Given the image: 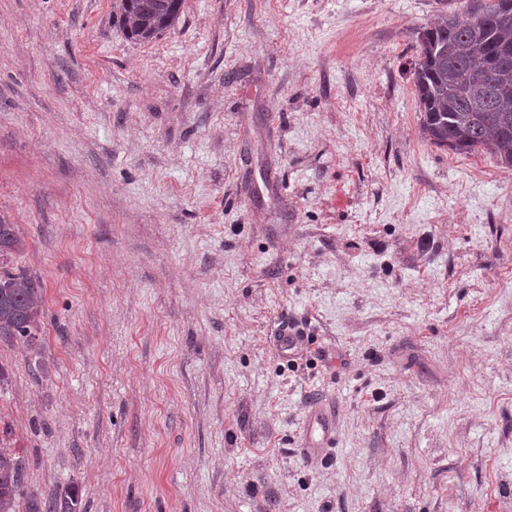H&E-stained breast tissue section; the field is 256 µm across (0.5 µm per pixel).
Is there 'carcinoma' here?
I'll return each mask as SVG.
<instances>
[{
  "label": "carcinoma",
  "instance_id": "1",
  "mask_svg": "<svg viewBox=\"0 0 512 512\" xmlns=\"http://www.w3.org/2000/svg\"><path fill=\"white\" fill-rule=\"evenodd\" d=\"M502 2L481 0L462 23L461 0H448L418 32L414 85L430 143L512 167V8ZM181 7L182 0H112V18L128 39L147 43L176 27ZM23 246L21 226L0 221V336L32 342L45 300L38 279L10 266ZM26 466L16 449L0 448V512H15ZM28 512H79L78 493L68 487L44 501L32 497Z\"/></svg>",
  "mask_w": 512,
  "mask_h": 512
}]
</instances>
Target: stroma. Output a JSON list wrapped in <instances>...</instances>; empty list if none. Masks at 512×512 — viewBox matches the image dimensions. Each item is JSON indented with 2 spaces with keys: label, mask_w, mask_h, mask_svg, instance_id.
Instances as JSON below:
<instances>
[{
  "label": "stroma",
  "mask_w": 512,
  "mask_h": 512,
  "mask_svg": "<svg viewBox=\"0 0 512 512\" xmlns=\"http://www.w3.org/2000/svg\"><path fill=\"white\" fill-rule=\"evenodd\" d=\"M437 7L183 0L140 44L0 0V219L46 296L0 336L16 512H512V168L420 132ZM317 425L318 437H310L306 447L303 448L304 454L308 457H317L322 453L323 448L328 446L331 439V427L329 424L328 417L321 411H315L314 415L311 416L308 427ZM79 504L77 491L68 487L63 492L44 501L31 497L28 512H79Z\"/></svg>",
  "instance_id": "obj_1"
}]
</instances>
